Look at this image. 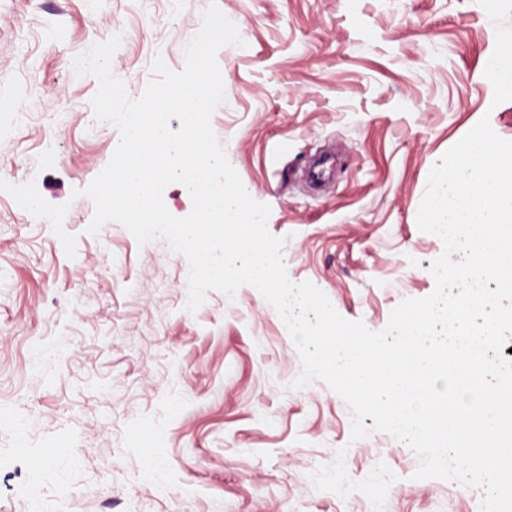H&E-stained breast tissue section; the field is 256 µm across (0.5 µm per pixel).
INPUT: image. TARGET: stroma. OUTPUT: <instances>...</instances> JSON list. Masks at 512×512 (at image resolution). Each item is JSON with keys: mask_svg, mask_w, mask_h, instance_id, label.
I'll return each mask as SVG.
<instances>
[{"mask_svg": "<svg viewBox=\"0 0 512 512\" xmlns=\"http://www.w3.org/2000/svg\"><path fill=\"white\" fill-rule=\"evenodd\" d=\"M241 45L217 56L211 126L246 191L269 205L289 278L379 331L432 293L443 252L417 213L432 167L482 118L512 140L484 70L494 26L478 0H0V178L68 204L67 256L50 223L0 191V512H371L315 488L345 449L349 476L395 474L384 512H480L484 490L415 479L385 432L351 438L325 383L249 285L188 312V259L117 223L87 227L82 191L119 132L96 121L76 55L113 36L112 71L142 96L175 72L209 4Z\"/></svg>", "mask_w": 512, "mask_h": 512, "instance_id": "35a3bbf8", "label": "stroma"}]
</instances>
